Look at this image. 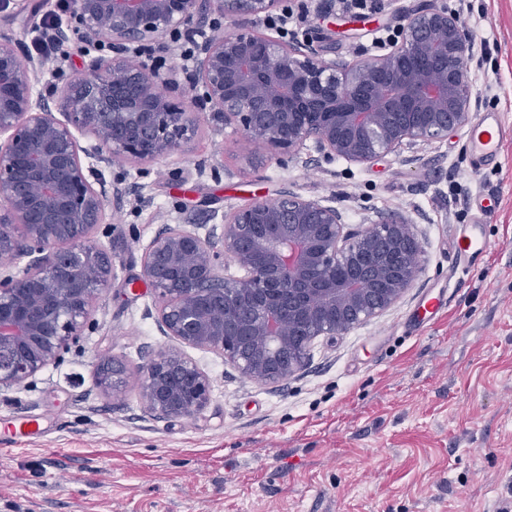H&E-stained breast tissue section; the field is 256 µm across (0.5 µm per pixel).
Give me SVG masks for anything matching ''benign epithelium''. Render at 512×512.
Masks as SVG:
<instances>
[{
  "instance_id": "1",
  "label": "benign epithelium",
  "mask_w": 512,
  "mask_h": 512,
  "mask_svg": "<svg viewBox=\"0 0 512 512\" xmlns=\"http://www.w3.org/2000/svg\"><path fill=\"white\" fill-rule=\"evenodd\" d=\"M278 0H65L81 39L112 52L61 94L59 119L35 102L42 64L24 45L0 41V254L27 259L0 272V388L60 359L88 325L93 301L112 286L114 264L92 237L119 188L93 183L77 133L99 142L96 159L150 162L180 147L209 115L281 159L312 141L326 159L368 163L403 145L458 137L475 97L474 49L437 0L407 15L387 52L338 68L314 42L287 43L252 21ZM241 22L198 47L186 77L190 105L168 95L169 78L128 54L165 49L170 33L211 13ZM414 225L390 218L357 231L319 199L285 192L221 215L201 235L168 225L142 259L165 336L224 357L261 384L301 369L311 342L370 321L394 305L421 271ZM243 270L223 276L224 264ZM148 409L190 417L209 402L207 376L177 351L138 367ZM124 370L104 359L97 385L122 393Z\"/></svg>"
}]
</instances>
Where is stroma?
Returning <instances> with one entry per match:
<instances>
[{"label":"stroma","instance_id":"obj_1","mask_svg":"<svg viewBox=\"0 0 512 512\" xmlns=\"http://www.w3.org/2000/svg\"><path fill=\"white\" fill-rule=\"evenodd\" d=\"M379 2L373 12L338 0L280 5L305 9L308 39L341 66L377 55L373 38L421 0ZM59 3L0 0V38L31 45L48 16L67 26ZM469 5L497 71L496 108L512 127V0ZM91 58L71 38L47 57L36 97L59 100ZM98 169L124 194L94 232L115 279L61 360L0 390V512H498L512 497V138L501 166L482 172L462 136L363 165L311 147L282 165L210 122L159 160ZM287 189L336 206L357 228L395 215L412 222L423 250L413 287L377 318L316 338L277 385L186 348L210 379V400L190 418L153 416L136 367L178 343L161 333L142 278L147 245L169 224L207 234L229 208ZM479 199L489 248L464 276L454 241ZM429 291L444 292L446 306L406 332ZM103 357L126 369L121 395L95 384ZM19 417L39 420L41 433L11 436Z\"/></svg>","mask_w":512,"mask_h":512}]
</instances>
